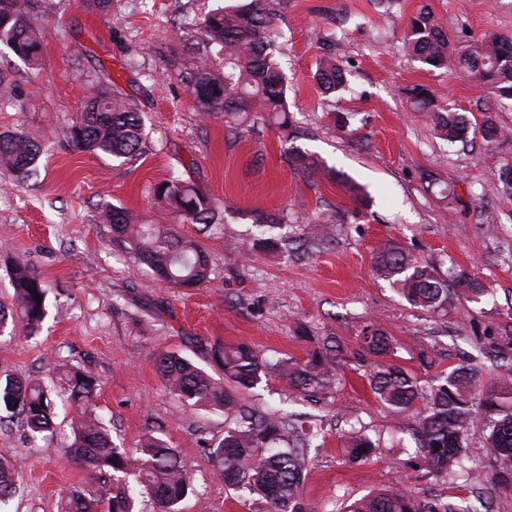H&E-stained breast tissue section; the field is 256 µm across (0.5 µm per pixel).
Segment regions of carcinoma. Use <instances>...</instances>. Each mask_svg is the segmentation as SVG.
Returning <instances> with one entry per match:
<instances>
[{"label":"carcinoma","mask_w":512,"mask_h":512,"mask_svg":"<svg viewBox=\"0 0 512 512\" xmlns=\"http://www.w3.org/2000/svg\"><path fill=\"white\" fill-rule=\"evenodd\" d=\"M9 9L0 8V46L15 56L35 63L41 55L45 32L32 24L35 0H7ZM274 9L268 0H251L241 8H219L208 14L200 28V41L194 43L195 64L189 73L191 91L204 112H222L227 131L240 133L252 120L274 121L288 130L292 120L286 100V77L271 58L275 40L272 33ZM406 49L414 60L435 69L463 71L477 85L512 99V39L488 32L479 39L454 45L439 19L428 6H422L408 23ZM224 58L218 70L212 57ZM314 78L326 97L345 84V69L336 54L320 58ZM417 112H427L433 133L455 143L466 138L469 120L440 102L435 91L423 84L408 90ZM73 146L92 154L99 152L127 161L141 154L145 143L140 113L123 98L107 90L89 99L79 120L68 128ZM41 146L25 133H0V170L23 180L35 168ZM296 169L307 179L324 174L318 158L291 147ZM153 196L160 206L159 219L140 222L121 207L101 211L104 223L112 225L115 236L128 245L151 273L175 288H197L208 282V261L196 243L184 239L174 224L213 223L219 207L194 186L177 178L156 184ZM288 245V235L254 239L252 248L273 253ZM373 272L389 282L412 305L425 310L448 307L449 295L476 302L487 288L474 274L449 261L447 270L416 260L400 245L390 241L374 254ZM14 312L0 309V332L15 319L23 329L34 333L45 317L46 285L40 274L24 260L12 264ZM363 348L383 357L392 341L376 324L365 327ZM493 350L500 363L494 366L498 381L487 388L478 369L460 364L440 378V383L424 392L419 382L386 361L370 365L368 379L373 393L396 415L408 419L418 436L416 452L438 472L451 473L470 482L471 490L491 512L495 479L512 477V336L502 337ZM211 363L224 374L214 379L190 359L166 352L157 359L169 391L184 406L221 411L230 417L222 439L210 451L215 473L224 485L244 489L258 496L265 512H306L301 489L307 477L304 448L297 441L296 428L279 411L247 406L238 394L255 388L262 377L275 372L292 388L306 396H317L329 388L336 369L335 350L325 347L309 354L304 361L284 359L275 363L261 359L246 344L214 343L209 350ZM67 398L76 411L73 421L75 461L91 472L88 489H74L61 497L60 512H96L95 506L108 501L107 512H134V499L128 491L129 479L148 488L158 512H176V506L189 490V477L178 452L154 434L140 440L130 452L112 443L108 429L95 410L97 377L81 367H69L63 378ZM423 404H418V401ZM54 400L51 392L36 379L21 380L0 373V423L14 419L24 424L31 436L48 440ZM482 423L479 462L469 464V432ZM354 458L364 459L376 451L372 441L358 433L348 441ZM19 488V478L9 465L0 461V504ZM340 512H470L461 501L428 500L410 491L391 488L362 497Z\"/></svg>","instance_id":"obj_1"}]
</instances>
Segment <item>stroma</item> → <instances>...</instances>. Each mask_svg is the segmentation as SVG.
Listing matches in <instances>:
<instances>
[{
    "label": "stroma",
    "mask_w": 512,
    "mask_h": 512,
    "mask_svg": "<svg viewBox=\"0 0 512 512\" xmlns=\"http://www.w3.org/2000/svg\"><path fill=\"white\" fill-rule=\"evenodd\" d=\"M248 2L113 0L111 13L98 14L85 0H38L34 20L46 32L39 64L0 50L9 86L0 95V133L42 138L35 175L19 181L0 174V305L13 303L14 258L26 259L47 286L38 334L0 336V371L39 378L56 392L60 365L92 370L100 380L97 412L117 445L134 450L153 432L185 461L191 487L178 512H263L256 496L226 487L214 472L208 450L224 437V414L182 406L156 359L177 352L204 368L211 345L222 341L248 343L271 362L302 361L334 336L344 354L317 400L302 399L273 373L241 396L317 427L303 488L307 512H336L388 488L466 496L465 487L417 456L404 420L372 392L371 357L360 336L366 325L380 324L392 340L389 362L424 387L467 361L494 379L477 349L512 331V196L498 183L501 167L512 164V103L478 89L463 72L414 61L404 35L426 4L453 41L487 30L512 36V0H280L274 58L302 133L291 144L274 125L228 134L223 115L204 114L188 83L189 36L199 34L209 12ZM331 43L346 63L347 84L328 98L313 75ZM416 83L470 119L491 117L507 137L491 144L477 134L455 144L435 137L428 114L409 105L406 91ZM105 87L143 117L138 159L83 153L65 137L84 101ZM333 112L352 113L348 130L333 126ZM292 146L317 155L333 178L311 182L295 171ZM428 171L454 187L451 205L427 190ZM173 172L231 205L210 230L178 225L210 267L209 284L183 291L156 280L99 220L112 205L151 218L157 205L150 189ZM351 183L360 195L348 192ZM282 210L293 219L291 249L252 253L257 216ZM389 239L418 260L455 261L489 295L449 299L447 311L437 313L411 306L372 270L375 248ZM230 240L242 251L228 252ZM55 412L45 448L19 425L0 424V459L21 481L5 512H59L62 494L88 483V472L70 458L73 410L60 404ZM354 430L377 445L367 459L351 458L344 446Z\"/></svg>",
    "instance_id": "1"
}]
</instances>
